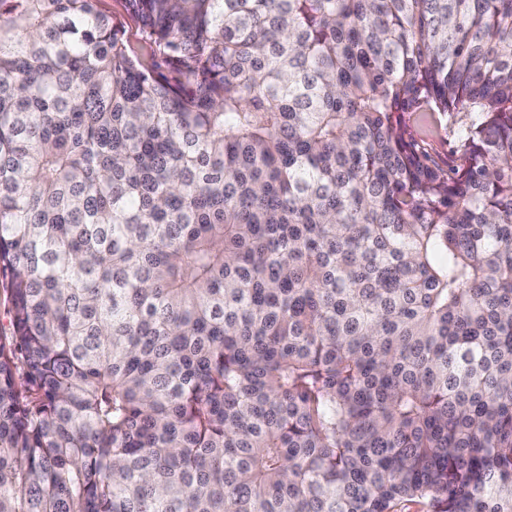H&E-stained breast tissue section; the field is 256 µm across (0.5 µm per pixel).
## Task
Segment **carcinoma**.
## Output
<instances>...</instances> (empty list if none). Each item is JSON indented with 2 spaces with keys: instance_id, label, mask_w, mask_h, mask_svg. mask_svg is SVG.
Wrapping results in <instances>:
<instances>
[{
  "instance_id": "obj_1",
  "label": "carcinoma",
  "mask_w": 512,
  "mask_h": 512,
  "mask_svg": "<svg viewBox=\"0 0 512 512\" xmlns=\"http://www.w3.org/2000/svg\"><path fill=\"white\" fill-rule=\"evenodd\" d=\"M98 2L0 0V512H512V0ZM100 9L112 16V23L117 25L135 54L149 62L147 51L142 42V32L138 19L129 12L125 0H100ZM411 135L442 166L455 161V147L460 132V121L451 125L446 118L425 115L424 112H412L405 119ZM453 152V153H452Z\"/></svg>"
}]
</instances>
